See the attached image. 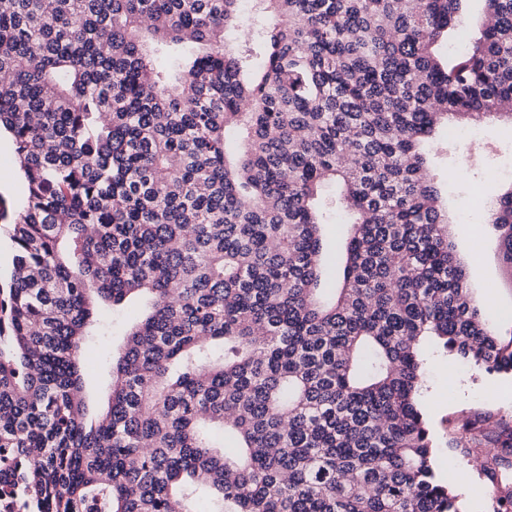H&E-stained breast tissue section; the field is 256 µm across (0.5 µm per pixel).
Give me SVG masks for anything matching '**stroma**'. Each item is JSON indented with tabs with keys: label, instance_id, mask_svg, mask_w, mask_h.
<instances>
[{
	"label": "stroma",
	"instance_id": "35a3bbf8",
	"mask_svg": "<svg viewBox=\"0 0 512 512\" xmlns=\"http://www.w3.org/2000/svg\"><path fill=\"white\" fill-rule=\"evenodd\" d=\"M432 171L440 180L457 253L466 263L469 281L487 316L512 323V291L502 280L497 234L486 224L484 210L475 208L472 189L484 199L512 188V124L488 119L477 126L439 128L433 139ZM25 197L11 141L0 136V204L17 209ZM420 403L434 439V467L439 476L459 472L468 459L452 443L455 423L475 412L489 411L512 418V375L489 374L437 348H423Z\"/></svg>",
	"mask_w": 512,
	"mask_h": 512
}]
</instances>
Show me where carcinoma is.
Wrapping results in <instances>:
<instances>
[{
    "mask_svg": "<svg viewBox=\"0 0 512 512\" xmlns=\"http://www.w3.org/2000/svg\"><path fill=\"white\" fill-rule=\"evenodd\" d=\"M0 0V484L36 512H462L423 339L512 373L421 145L512 120V0ZM465 40L445 60L439 42ZM355 215L323 287L318 196ZM512 279V190L483 203ZM147 298L88 412L101 306ZM512 512V419L456 426ZM25 197V183L19 175L10 138L0 136V200L12 211L17 209Z\"/></svg>",
    "mask_w": 512,
    "mask_h": 512,
    "instance_id": "cac0c4a2",
    "label": "carcinoma"
}]
</instances>
